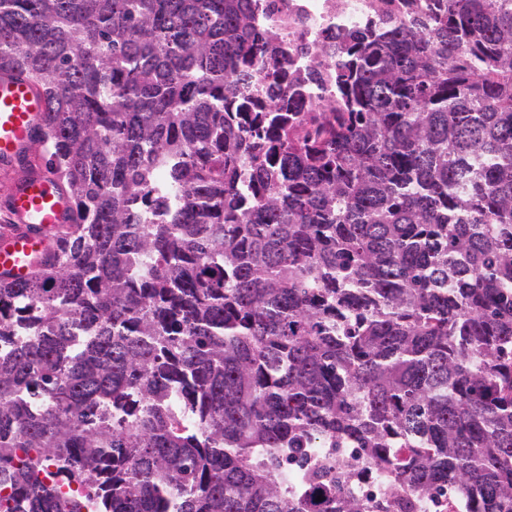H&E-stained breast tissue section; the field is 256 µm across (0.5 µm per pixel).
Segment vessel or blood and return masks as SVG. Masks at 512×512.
<instances>
[{
	"label": "vessel or blood",
	"mask_w": 512,
	"mask_h": 512,
	"mask_svg": "<svg viewBox=\"0 0 512 512\" xmlns=\"http://www.w3.org/2000/svg\"><path fill=\"white\" fill-rule=\"evenodd\" d=\"M46 118L43 96L29 78L0 69V175L11 181L0 211L10 228L0 233V271L26 281L53 246L54 233L71 223L73 203L57 179L39 167L29 147Z\"/></svg>",
	"instance_id": "b4317fda"
}]
</instances>
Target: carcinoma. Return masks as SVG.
Segmentation results:
<instances>
[{
  "label": "carcinoma",
  "mask_w": 512,
  "mask_h": 512,
  "mask_svg": "<svg viewBox=\"0 0 512 512\" xmlns=\"http://www.w3.org/2000/svg\"><path fill=\"white\" fill-rule=\"evenodd\" d=\"M253 16L0 0L75 204L0 273V512H412L450 484L512 512V0L340 30L303 72ZM360 475L354 486V493L361 499L373 503L392 496V487L387 472L369 467L364 461L358 464Z\"/></svg>",
  "instance_id": "1"
}]
</instances>
